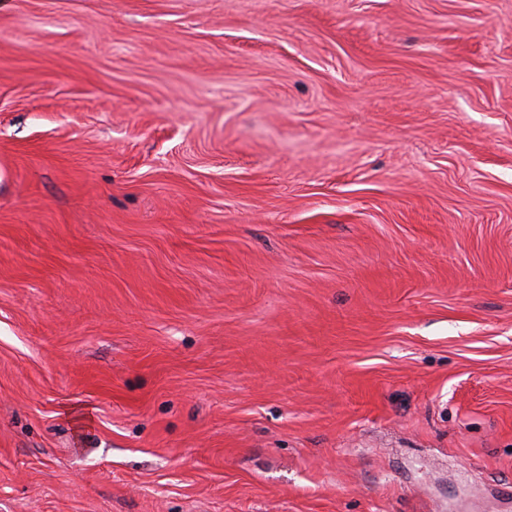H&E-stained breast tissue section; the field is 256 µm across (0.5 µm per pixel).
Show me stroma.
<instances>
[{
	"mask_svg": "<svg viewBox=\"0 0 512 512\" xmlns=\"http://www.w3.org/2000/svg\"><path fill=\"white\" fill-rule=\"evenodd\" d=\"M512 0H0V512H512Z\"/></svg>",
	"mask_w": 512,
	"mask_h": 512,
	"instance_id": "obj_1",
	"label": "stroma"
}]
</instances>
